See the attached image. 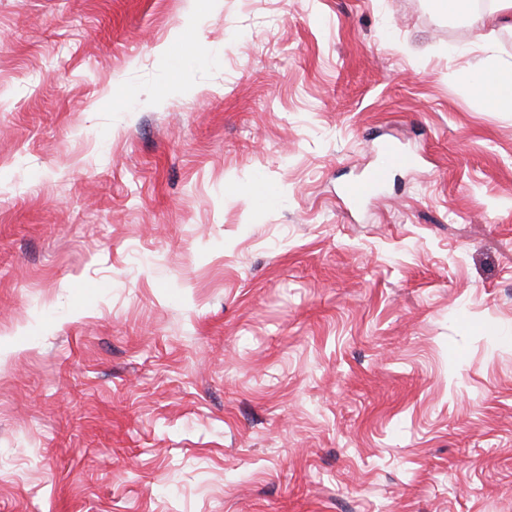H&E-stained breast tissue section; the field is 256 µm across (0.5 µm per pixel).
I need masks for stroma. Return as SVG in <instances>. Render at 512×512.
Returning <instances> with one entry per match:
<instances>
[{
  "mask_svg": "<svg viewBox=\"0 0 512 512\" xmlns=\"http://www.w3.org/2000/svg\"><path fill=\"white\" fill-rule=\"evenodd\" d=\"M481 59L442 0H0V512H512ZM415 160V155L410 152L400 150L390 143L382 145L376 165L364 178L345 187L344 195L347 202L353 208L360 206L381 190L395 170L408 168Z\"/></svg>",
  "mask_w": 512,
  "mask_h": 512,
  "instance_id": "obj_1",
  "label": "stroma"
}]
</instances>
